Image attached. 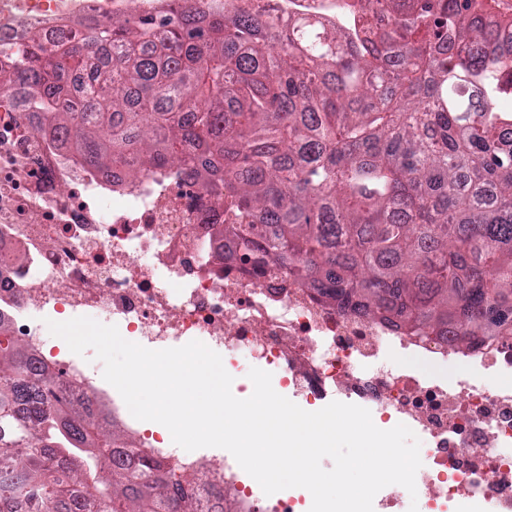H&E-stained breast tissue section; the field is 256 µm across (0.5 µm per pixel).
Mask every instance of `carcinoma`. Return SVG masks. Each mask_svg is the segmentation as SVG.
<instances>
[{
  "mask_svg": "<svg viewBox=\"0 0 512 512\" xmlns=\"http://www.w3.org/2000/svg\"><path fill=\"white\" fill-rule=\"evenodd\" d=\"M105 71L77 74L99 41ZM83 162L192 170L224 205L245 264L273 263L335 305L408 336L512 338V14L483 0H197L86 27L60 55L31 37L0 65ZM122 434L67 400L0 335V503L194 512L159 459L98 471ZM63 461L58 473L44 450Z\"/></svg>",
  "mask_w": 512,
  "mask_h": 512,
  "instance_id": "1",
  "label": "carcinoma"
}]
</instances>
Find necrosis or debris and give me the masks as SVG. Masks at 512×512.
<instances>
[{
    "label": "necrosis or debris",
    "mask_w": 512,
    "mask_h": 512,
    "mask_svg": "<svg viewBox=\"0 0 512 512\" xmlns=\"http://www.w3.org/2000/svg\"><path fill=\"white\" fill-rule=\"evenodd\" d=\"M171 0H0V60H23L29 29L52 53L90 22L158 15ZM46 116L18 86L0 90V332L27 345L34 366L55 369L97 414L124 427L115 451L164 460L202 512H309L303 494L265 495L246 484L233 456L180 453L140 430L121 396L109 395L91 359L48 347L47 317L87 316L149 349L198 340L223 352L234 378L257 367L316 411L339 401L370 410L375 425L405 424L425 443L416 495L380 490L374 512H512V341L462 352L413 339L338 309L283 271L246 272L224 240V207L206 183L166 167L136 178L96 170L49 147Z\"/></svg>",
    "instance_id": "necrosis-or-debris-1"
}]
</instances>
